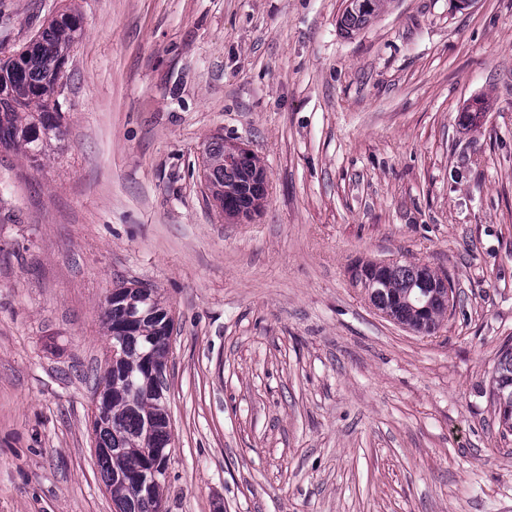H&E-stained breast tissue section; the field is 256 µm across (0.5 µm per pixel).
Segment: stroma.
I'll return each instance as SVG.
<instances>
[{"instance_id": "stroma-1", "label": "stroma", "mask_w": 512, "mask_h": 512, "mask_svg": "<svg viewBox=\"0 0 512 512\" xmlns=\"http://www.w3.org/2000/svg\"><path fill=\"white\" fill-rule=\"evenodd\" d=\"M68 3L62 147L0 146V512H115L121 283L174 319L164 512H512V0H386L350 37L344 0H0V57ZM218 136L265 169L251 220L205 185ZM380 260L449 277L433 334L352 282ZM493 402L498 406L499 425L508 432H512V414L510 415L511 424L507 426V413H502L503 406H510L512 411V348L504 349L498 359L494 370Z\"/></svg>"}]
</instances>
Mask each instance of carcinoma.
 I'll return each mask as SVG.
<instances>
[{
    "label": "carcinoma",
    "instance_id": "cac0c4a2",
    "mask_svg": "<svg viewBox=\"0 0 512 512\" xmlns=\"http://www.w3.org/2000/svg\"><path fill=\"white\" fill-rule=\"evenodd\" d=\"M383 0H347L340 24L354 33L369 22ZM83 31L81 13L65 6L34 35L21 52L0 58V146L20 151L35 167L49 156L52 143L65 135L59 82L65 64ZM204 176L221 211L259 210L265 197L264 169L257 157L251 167L229 159L224 138L205 150ZM419 267L393 263L382 272L384 287L370 295L371 303L393 322L415 331L421 326L422 288ZM122 298L105 301L107 336L128 331L118 353L106 359L97 387L112 390L109 415L95 428L97 445L110 448L97 456L101 477L121 512H157L164 486L139 491L133 479L165 460L146 449L157 448L169 435L168 415L157 406L148 364L165 366L173 319L157 291L145 286L120 287ZM493 402L512 407V348L504 349L494 370Z\"/></svg>",
    "mask_w": 512,
    "mask_h": 512
}]
</instances>
